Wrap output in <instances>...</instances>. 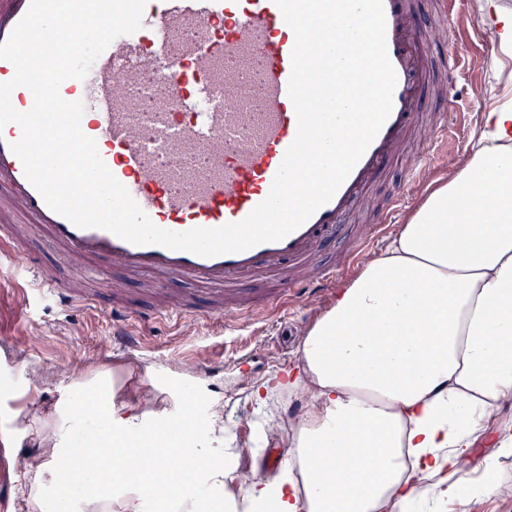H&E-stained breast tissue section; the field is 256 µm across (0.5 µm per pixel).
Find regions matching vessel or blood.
<instances>
[{
  "mask_svg": "<svg viewBox=\"0 0 512 512\" xmlns=\"http://www.w3.org/2000/svg\"><path fill=\"white\" fill-rule=\"evenodd\" d=\"M31 0H0V43ZM386 46L397 75L391 114L334 197L285 238L215 257L135 245L99 228H81L48 207L12 149L19 125L0 129V253L15 252L23 225L38 227L70 263V286L44 268L32 282L62 306L106 309L121 347L135 336L124 324L200 315L220 322L242 307L285 302L303 288L323 289L335 267L314 268L344 235L347 220L375 183L423 131L435 73L448 95L463 60L425 47L420 0H382ZM295 33L274 0H147L141 28L115 38L84 79L69 78L61 98L83 101L82 132L93 138L114 177L162 229L184 232L244 220L268 196L297 134L288 94ZM133 283L149 276L148 295L132 306L119 286L92 287L100 270ZM195 290L172 300L168 281ZM141 282V281H140Z\"/></svg>",
  "mask_w": 512,
  "mask_h": 512,
  "instance_id": "obj_1",
  "label": "vessel or blood"
}]
</instances>
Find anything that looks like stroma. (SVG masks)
I'll use <instances>...</instances> for the list:
<instances>
[{
	"mask_svg": "<svg viewBox=\"0 0 512 512\" xmlns=\"http://www.w3.org/2000/svg\"><path fill=\"white\" fill-rule=\"evenodd\" d=\"M481 5L482 0H468L458 19L466 27L468 44L477 47L465 78L470 85L485 86L487 93L476 99L471 121L460 134L458 151L444 156L418 146V154L429 167L426 185L447 182L452 167L471 154L482 112L512 101V66L500 73L493 70L497 46ZM432 34L444 49L467 50L468 44L459 43L443 20H435ZM405 174V166L392 167L373 189L374 206L357 210L349 218L351 240L372 237L375 254L386 250L399 225L406 223L421 202L424 185H406ZM402 190L407 193L405 204L384 231L375 232L378 206ZM16 273L14 265L0 264V357L27 364L44 377L34 390L26 388L21 377L12 379L19 393L13 405L23 410L31 428L50 424L70 381L69 366L80 355L96 369L120 374L129 393L145 375H153L160 386L157 396L169 407L187 400L200 410L209 399L223 400L229 436L241 450V472L268 478L286 466L288 429L274 426L273 421L281 414L302 413L304 404L274 393L265 407H258L252 386L295 359L303 336L331 307L334 291H304L283 306L239 316L228 326L193 317L150 325L133 319L129 326L138 333L140 346L128 351L113 349L112 318L106 312L64 310L37 292L21 294ZM187 370L197 379L190 397L178 378L179 372Z\"/></svg>",
	"mask_w": 512,
	"mask_h": 512,
	"instance_id": "1",
	"label": "stroma"
}]
</instances>
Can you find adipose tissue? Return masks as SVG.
I'll return each instance as SVG.
<instances>
[{"label": "adipose tissue", "instance_id": "obj_1", "mask_svg": "<svg viewBox=\"0 0 512 512\" xmlns=\"http://www.w3.org/2000/svg\"><path fill=\"white\" fill-rule=\"evenodd\" d=\"M482 141L427 190L386 252L304 336L295 363L256 387L306 401L288 466L235 485L224 404L145 410L73 381L27 460L57 512H446L500 481L512 457V106L482 113ZM75 473L60 475L59 457ZM111 486L112 501L99 490Z\"/></svg>", "mask_w": 512, "mask_h": 512}]
</instances>
